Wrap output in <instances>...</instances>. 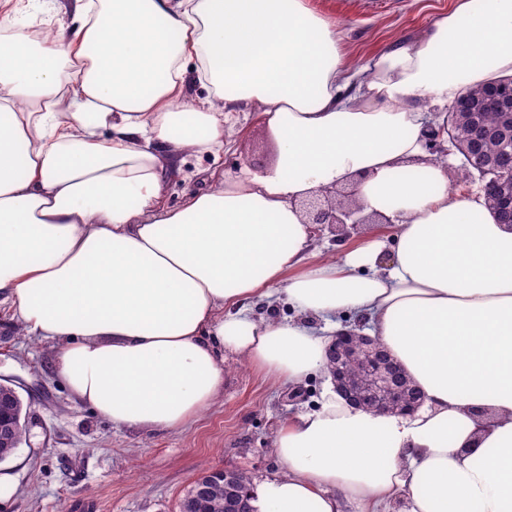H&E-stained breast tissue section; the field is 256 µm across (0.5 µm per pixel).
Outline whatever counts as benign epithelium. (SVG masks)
Returning a JSON list of instances; mask_svg holds the SVG:
<instances>
[{
    "instance_id": "obj_1",
    "label": "benign epithelium",
    "mask_w": 512,
    "mask_h": 512,
    "mask_svg": "<svg viewBox=\"0 0 512 512\" xmlns=\"http://www.w3.org/2000/svg\"><path fill=\"white\" fill-rule=\"evenodd\" d=\"M445 127L429 123L424 129L426 143L438 147L443 141L456 145L452 138L445 139ZM344 199L336 206V197ZM355 190L342 193L337 188L325 189L300 202L306 223L326 228L337 239L358 229L361 224L384 223L386 219L375 214H364L363 206L351 200ZM327 360L335 362L331 372L336 389L353 405L400 415L414 413L423 400L411 401L405 397L397 382V365L374 339L355 331L336 333L327 349ZM353 360L362 362L356 375L347 372Z\"/></svg>"
}]
</instances>
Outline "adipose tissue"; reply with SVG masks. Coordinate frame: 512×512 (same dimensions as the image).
Returning <instances> with one entry per match:
<instances>
[{
  "label": "adipose tissue",
  "mask_w": 512,
  "mask_h": 512,
  "mask_svg": "<svg viewBox=\"0 0 512 512\" xmlns=\"http://www.w3.org/2000/svg\"><path fill=\"white\" fill-rule=\"evenodd\" d=\"M49 43L22 19L0 49V300L54 342L77 402L114 425L180 430L224 390V354L276 383L326 370L356 314L420 390L409 416L328 385L282 422L280 476L257 512H512V226L454 193L428 151L467 89L512 76V0H456L415 46L357 74L305 0H75ZM208 94L183 100L189 79ZM258 104L276 152L163 201L184 154L220 157ZM354 185L394 226L337 259L310 257L298 202ZM282 289L294 317L248 300Z\"/></svg>",
  "instance_id": "1"
}]
</instances>
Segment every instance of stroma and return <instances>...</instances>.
<instances>
[{"instance_id":"1","label":"stroma","mask_w":512,"mask_h":512,"mask_svg":"<svg viewBox=\"0 0 512 512\" xmlns=\"http://www.w3.org/2000/svg\"><path fill=\"white\" fill-rule=\"evenodd\" d=\"M454 0H305L337 23L340 48L353 68L377 53L416 44L423 31L447 15ZM9 10L27 16L30 27L73 32V0H56L36 12L28 0H10ZM274 146L257 106L235 113L219 160L187 157L182 170L167 171L166 205L236 177L242 170L265 172ZM388 224H363L337 242L314 232L311 253L337 258L362 242L388 240ZM53 342L27 335L0 304V383L23 401L26 436L0 461V512H178L196 478L207 469L231 467L252 484L279 474L273 440L281 422L315 409L326 378L309 376L296 385L275 386L249 362L224 355V392L195 423L180 431L148 433L112 425L78 403L54 367Z\"/></svg>"}]
</instances>
